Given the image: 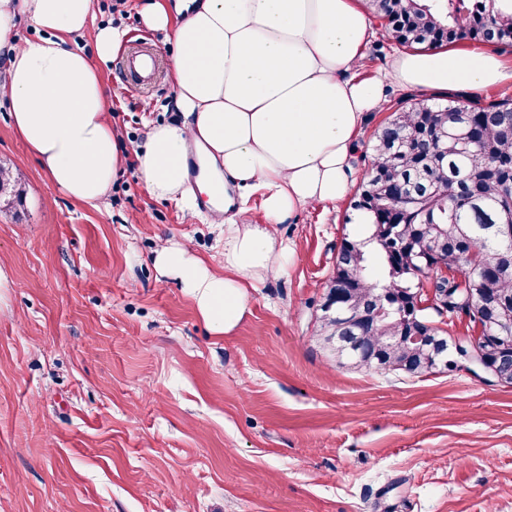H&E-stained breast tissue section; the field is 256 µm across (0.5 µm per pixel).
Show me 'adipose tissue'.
<instances>
[{"mask_svg":"<svg viewBox=\"0 0 512 512\" xmlns=\"http://www.w3.org/2000/svg\"><path fill=\"white\" fill-rule=\"evenodd\" d=\"M141 14L175 47L167 80L182 118L148 128L139 177L158 198L224 195L211 216L224 227L223 272L180 243L163 245L155 264L216 336L242 322L249 288L290 266L276 225L307 204L347 198L364 120L387 87L476 89L506 77L496 52L461 45L398 52L381 75L360 77L371 36L360 0H143ZM20 17L38 36L15 38ZM90 23L91 0H0V98L53 184L94 206L124 161L100 66L126 33ZM84 35L93 52L79 45ZM193 156L204 169L194 181ZM249 187L262 192L255 215L243 200Z\"/></svg>","mask_w":512,"mask_h":512,"instance_id":"1","label":"adipose tissue"}]
</instances>
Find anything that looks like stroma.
Returning a JSON list of instances; mask_svg holds the SVG:
<instances>
[{
    "label": "stroma",
    "instance_id": "stroma-1",
    "mask_svg": "<svg viewBox=\"0 0 512 512\" xmlns=\"http://www.w3.org/2000/svg\"><path fill=\"white\" fill-rule=\"evenodd\" d=\"M95 25L141 31V0H91ZM364 75L399 44L372 19ZM395 86L368 115L355 167L400 104L512 98ZM125 161L97 206L69 198L0 100V512H512V387L466 368L409 377L337 365L319 305L352 201L276 228L288 272L249 291L214 336L154 263L186 243L224 268V227L145 190L135 148L176 121L165 72L130 91L124 54L101 70Z\"/></svg>",
    "mask_w": 512,
    "mask_h": 512
}]
</instances>
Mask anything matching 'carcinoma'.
<instances>
[{
	"label": "carcinoma",
	"instance_id": "obj_1",
	"mask_svg": "<svg viewBox=\"0 0 512 512\" xmlns=\"http://www.w3.org/2000/svg\"><path fill=\"white\" fill-rule=\"evenodd\" d=\"M401 45L437 49L460 40L512 48V0H368ZM359 232L342 239L320 304V335L336 359L418 377L436 371L413 336H446L424 288L448 289V318L464 315L482 337L447 336L452 371L475 349L512 386V99L487 106L450 98L399 109L374 133L368 180L354 204ZM448 267L451 277L438 278ZM389 291L392 312L371 306ZM356 336L352 349L340 337Z\"/></svg>",
	"mask_w": 512,
	"mask_h": 512
}]
</instances>
